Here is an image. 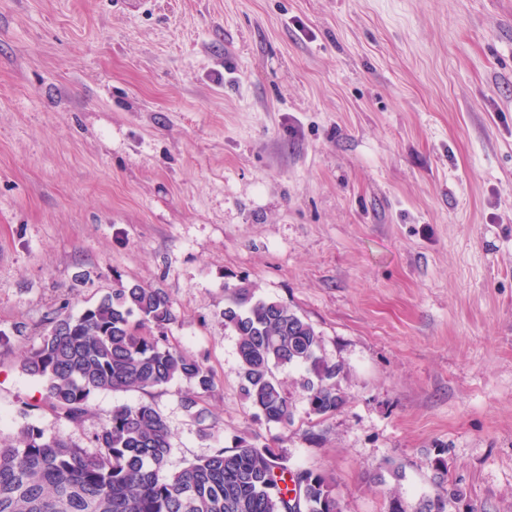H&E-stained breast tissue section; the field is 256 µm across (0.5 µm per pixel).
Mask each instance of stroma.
Returning <instances> with one entry per match:
<instances>
[{
  "label": "stroma",
  "mask_w": 512,
  "mask_h": 512,
  "mask_svg": "<svg viewBox=\"0 0 512 512\" xmlns=\"http://www.w3.org/2000/svg\"><path fill=\"white\" fill-rule=\"evenodd\" d=\"M168 294L186 382L94 394L75 427L19 368L46 316L119 284ZM313 324L343 408L269 425L220 313L238 284ZM0 439L90 447L153 403L173 473L236 438L407 512L435 457L512 512V0H0ZM33 404L23 415L24 404ZM400 466L401 478L390 474Z\"/></svg>",
  "instance_id": "stroma-1"
}]
</instances>
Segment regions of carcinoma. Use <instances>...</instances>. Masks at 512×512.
<instances>
[{
    "mask_svg": "<svg viewBox=\"0 0 512 512\" xmlns=\"http://www.w3.org/2000/svg\"><path fill=\"white\" fill-rule=\"evenodd\" d=\"M224 293L220 317L237 336L240 390L258 418L282 427L294 422L292 393L276 375L283 368L304 370L295 385L309 414L342 408V367L323 354L307 319L282 302L255 298L247 285ZM176 320L166 293L128 283L77 315L55 311L20 369L43 385L51 410L75 425L98 392L148 393L176 381L192 386L182 402L198 416L215 376L170 341ZM171 438L163 415L143 401L112 412L93 434V452L25 427L15 440L0 441V512H343L325 475L293 471L285 453L244 438L164 475ZM432 466L436 492L419 512H446L462 493L448 489L443 458Z\"/></svg>",
    "mask_w": 512,
    "mask_h": 512,
    "instance_id": "carcinoma-1",
    "label": "carcinoma"
}]
</instances>
